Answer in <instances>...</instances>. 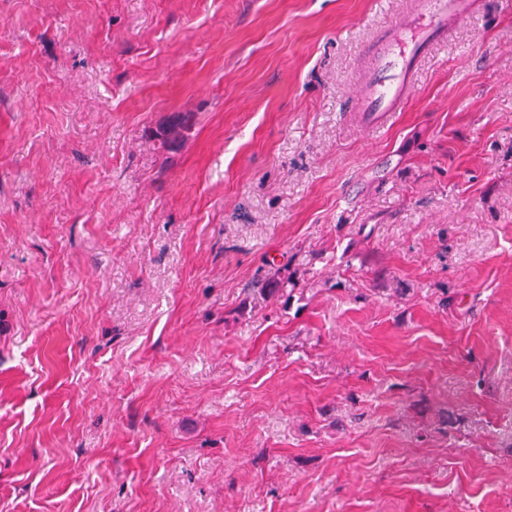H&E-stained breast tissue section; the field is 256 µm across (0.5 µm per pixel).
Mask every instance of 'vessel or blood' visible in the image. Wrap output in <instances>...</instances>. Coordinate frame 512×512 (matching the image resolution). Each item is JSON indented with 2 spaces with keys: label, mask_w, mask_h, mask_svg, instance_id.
Wrapping results in <instances>:
<instances>
[{
  "label": "vessel or blood",
  "mask_w": 512,
  "mask_h": 512,
  "mask_svg": "<svg viewBox=\"0 0 512 512\" xmlns=\"http://www.w3.org/2000/svg\"><path fill=\"white\" fill-rule=\"evenodd\" d=\"M494 0H413L410 10L380 28L359 65L360 90L349 102L369 125L402 111L415 90L417 73L432 47L477 10Z\"/></svg>",
  "instance_id": "vessel-or-blood-1"
}]
</instances>
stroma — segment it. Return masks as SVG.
<instances>
[{
  "label": "stroma",
  "instance_id": "35a3bbf8",
  "mask_svg": "<svg viewBox=\"0 0 512 512\" xmlns=\"http://www.w3.org/2000/svg\"><path fill=\"white\" fill-rule=\"evenodd\" d=\"M412 2L0 0V512H512V0L371 131ZM255 284L261 285L260 294L266 297H285V303L290 299L288 285L292 284V276L283 273L281 268L268 271L264 277L257 279Z\"/></svg>",
  "mask_w": 512,
  "mask_h": 512
}]
</instances>
